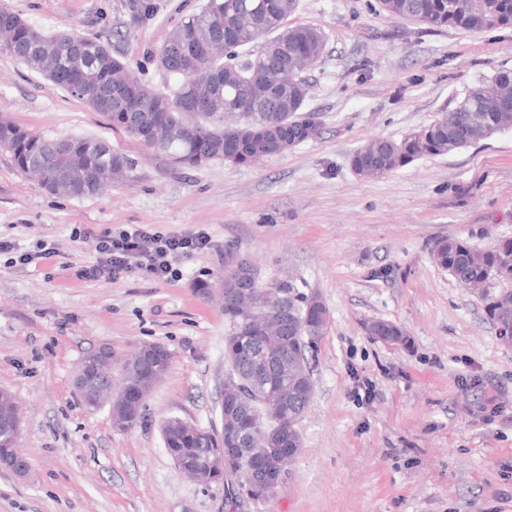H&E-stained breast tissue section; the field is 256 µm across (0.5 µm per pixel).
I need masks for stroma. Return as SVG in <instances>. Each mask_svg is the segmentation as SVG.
Wrapping results in <instances>:
<instances>
[{"mask_svg": "<svg viewBox=\"0 0 512 512\" xmlns=\"http://www.w3.org/2000/svg\"><path fill=\"white\" fill-rule=\"evenodd\" d=\"M135 2L0 0V10L43 32L108 41L143 83L169 91L173 78L151 57L205 0H149L142 19ZM373 2L299 0L289 25L325 37L305 104L320 133L255 166L173 164L0 50V115L48 137L105 139L133 164L130 182L69 198L0 150V238L53 250L27 266L0 256V388L20 406L29 463L23 478L0 470V512H229L223 484L176 466L160 424L222 425L220 278L241 258L262 275L304 279L329 310L292 475L241 512H512V346L431 256L448 236L482 250L512 237V129L380 179L350 167L370 140L401 139L512 70V29L431 30ZM142 224L202 227L211 243L180 259L171 282L76 278L95 259L85 232ZM372 320L401 326L407 343L370 336ZM149 342L164 344L172 365L141 420L118 429L108 409L79 400L75 369L107 344L120 375ZM366 382L368 401L357 394Z\"/></svg>", "mask_w": 512, "mask_h": 512, "instance_id": "1", "label": "stroma"}]
</instances>
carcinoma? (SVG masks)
<instances>
[{
  "label": "carcinoma",
  "mask_w": 512,
  "mask_h": 512,
  "mask_svg": "<svg viewBox=\"0 0 512 512\" xmlns=\"http://www.w3.org/2000/svg\"><path fill=\"white\" fill-rule=\"evenodd\" d=\"M299 0H206L200 10L169 31L154 56L156 66L175 80L169 93L139 80L112 54L110 43L81 38L76 53L59 50V36L30 25L0 27L10 38L11 55L63 89L70 76L82 80L78 99L92 111L178 165L203 166L222 160L237 166L282 154L279 135L305 143L315 139L319 122L303 113L309 95L304 77L324 51L316 28L290 27ZM381 10L429 29L452 26L470 32L512 27V0H379ZM284 44L288 54L271 56L267 42ZM206 112L194 111L197 96ZM243 98L253 112L237 111ZM512 127V70L471 88L456 108L399 141L376 138L350 160L355 174L380 177L423 156H441L475 145ZM0 149L18 170L43 188L74 198L97 196L129 178L131 163L101 138H47L0 118ZM432 258L460 286L481 289L479 300L497 329L512 328V238L479 250L458 237L436 242ZM224 387L221 429L205 430L179 417L161 430L164 447L182 471H199L196 482L224 483L235 470L258 461V474L277 478L289 472L294 456L283 448L303 445L298 425L314 395L308 353L328 321L319 295L288 279L264 280L246 259L229 265L222 279ZM365 330L387 342L402 343L399 326L375 320ZM166 357L144 380L132 370L119 380L127 392L148 397L165 377Z\"/></svg>",
  "instance_id": "cac0c4a2"
}]
</instances>
